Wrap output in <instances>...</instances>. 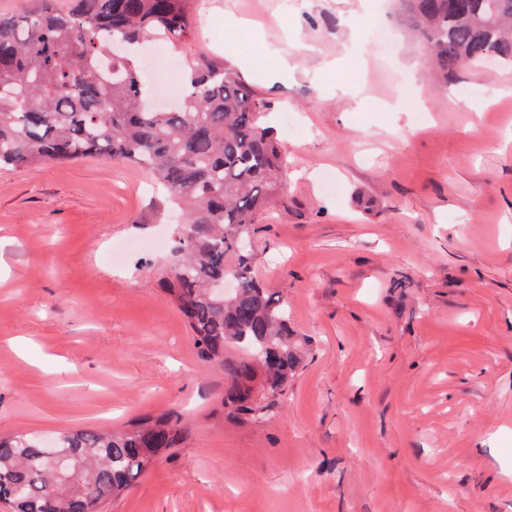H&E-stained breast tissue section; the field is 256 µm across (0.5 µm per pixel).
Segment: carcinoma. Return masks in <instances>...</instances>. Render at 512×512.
<instances>
[{
  "instance_id": "obj_1",
  "label": "carcinoma",
  "mask_w": 512,
  "mask_h": 512,
  "mask_svg": "<svg viewBox=\"0 0 512 512\" xmlns=\"http://www.w3.org/2000/svg\"><path fill=\"white\" fill-rule=\"evenodd\" d=\"M444 76L494 62L512 68V0H406ZM195 36L189 0H57L0 16V169L104 156L150 169L178 210L160 286L187 323L201 363L224 374L221 415L262 423L305 361L284 301L254 275L252 225L285 162L266 103L229 67L200 58L182 107L157 112L137 45ZM186 427L169 413L122 429L0 434V501L16 512H105Z\"/></svg>"
}]
</instances>
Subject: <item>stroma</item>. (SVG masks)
I'll list each match as a JSON object with an SVG mask.
<instances>
[{"instance_id": "stroma-1", "label": "stroma", "mask_w": 512, "mask_h": 512, "mask_svg": "<svg viewBox=\"0 0 512 512\" xmlns=\"http://www.w3.org/2000/svg\"><path fill=\"white\" fill-rule=\"evenodd\" d=\"M208 3L148 50L268 104L288 170L255 272L311 354L271 420L221 421L224 376L135 248L175 234L146 170H0V432L181 415L108 512H512V69L437 74L396 0Z\"/></svg>"}]
</instances>
